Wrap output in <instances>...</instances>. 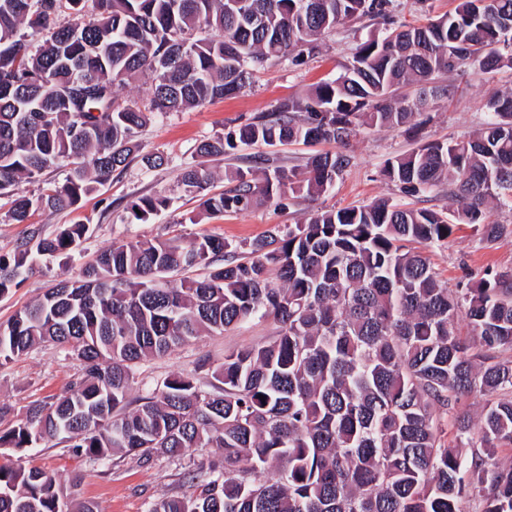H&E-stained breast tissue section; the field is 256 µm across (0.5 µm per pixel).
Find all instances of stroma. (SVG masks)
Segmentation results:
<instances>
[{
    "label": "stroma",
    "mask_w": 512,
    "mask_h": 512,
    "mask_svg": "<svg viewBox=\"0 0 512 512\" xmlns=\"http://www.w3.org/2000/svg\"><path fill=\"white\" fill-rule=\"evenodd\" d=\"M383 27L374 21L343 24L322 39V49L305 65L287 63L258 68L251 88L237 96L213 101L187 112H173L153 120L142 133L145 151L160 152L170 159L168 166L148 171L131 165L118 176L82 200L76 209L37 211L26 224H12L8 204L0 200V253L12 252L18 239L31 232L50 236L64 224H86L88 232L73 263L51 258L39 261L33 274L8 294L0 296V324L16 311L33 303L49 286L76 277L81 267L112 245L146 240H176L188 244L196 237L214 235L238 244L259 238L275 225L303 222L318 210L360 206L378 199H398L395 187L381 174L385 161L417 146L418 142L467 135L489 120L488 96L512 90V69L486 73L470 68L461 80L452 102H437L418 117L417 131L387 128L360 129L346 146L353 163L328 192L319 196L295 195L287 207L264 204L243 212L227 213L190 223L197 209L177 187V177L186 167L197 165L198 142L223 133L228 126L270 111L278 103L305 95L309 88L335 79L351 58L357 43L379 38ZM164 192L172 198L170 207L148 222L134 220L128 211L131 201ZM435 271L449 288H463L470 277L486 268L512 267V233L496 242L482 241L468 224L455 229L448 244L428 248ZM273 321H253L221 334L201 337L170 354L143 362L137 369L132 396L146 394L171 374H182L205 382L212 369L231 348L263 343L276 336ZM82 374L79 360L51 344L0 363V405L21 413L33 403H49L62 395ZM29 467L54 473L73 502L94 503L99 512H144L148 501L189 492L182 462L163 456L142 461L136 455L117 454L98 461L74 456L65 444L49 443L29 449L24 455Z\"/></svg>",
    "instance_id": "obj_1"
}]
</instances>
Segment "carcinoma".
Segmentation results:
<instances>
[{
    "mask_svg": "<svg viewBox=\"0 0 512 512\" xmlns=\"http://www.w3.org/2000/svg\"><path fill=\"white\" fill-rule=\"evenodd\" d=\"M397 0H0V198L14 224L71 209L144 153L152 119L240 92L248 66L299 67L336 26L368 18L382 39L360 43L336 79L201 141L200 157L254 146L334 142L360 128L399 129L458 87L441 80L476 66L512 67V0H456L426 23L399 21ZM147 85L141 102L116 88ZM492 118L474 135L433 140L386 160L405 197L448 187L457 208L389 200L316 211L300 224L233 245L203 235L114 244L0 325V357L40 343L68 350L83 374L51 404L12 415L0 447L55 440L90 460L115 452L148 461L221 448L220 461L186 472L193 491L150 501L146 512H512V273L487 269L450 290L418 245L448 242L470 224L491 243L512 229L487 203L512 210V91L487 99ZM224 172L183 169L179 183L203 213L248 210L319 195L352 164L321 153L286 170L271 152ZM62 185L18 192L54 167ZM162 194L131 202L137 221L166 208ZM69 224L28 236L0 255V295L37 260L73 257L86 235ZM203 268L180 286L171 272ZM278 324L272 340L224 352L212 381L171 376L129 399L137 365L205 334L252 320ZM485 397L478 420L464 400ZM0 512H68L55 475L0 464Z\"/></svg>",
    "mask_w": 512,
    "mask_h": 512,
    "instance_id": "carcinoma-1",
    "label": "carcinoma"
}]
</instances>
